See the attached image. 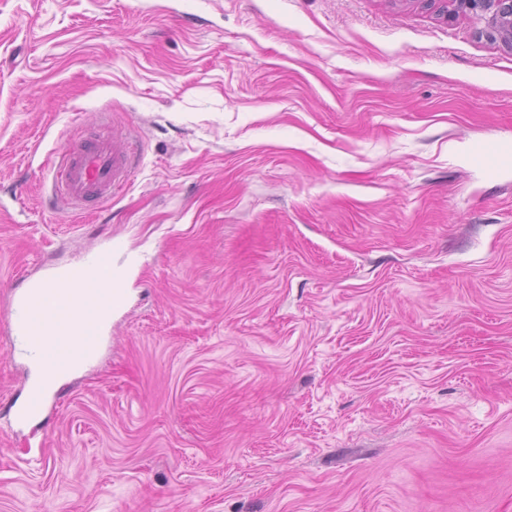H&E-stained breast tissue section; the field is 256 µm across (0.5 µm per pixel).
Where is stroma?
<instances>
[{
  "label": "stroma",
  "instance_id": "1",
  "mask_svg": "<svg viewBox=\"0 0 512 512\" xmlns=\"http://www.w3.org/2000/svg\"><path fill=\"white\" fill-rule=\"evenodd\" d=\"M123 133L112 201H51ZM512 49L426 0H0V398L24 278L120 305L0 512H512ZM63 163L53 170V194L63 207L82 210L112 199L131 177L133 153L126 138L103 137L84 146L60 149ZM499 156L500 160L496 164H488L487 160ZM473 160L484 168L485 174L489 179H495L504 169L511 165V152L501 145L479 142L472 148ZM91 263L95 269L94 278L88 281L86 284H76L69 286L68 288H71L70 291L73 295L79 296L82 289L84 288H95L102 293H108L111 290L112 292L121 290V288H118L114 279H112V271H106V268L110 265L107 260L99 256L92 260Z\"/></svg>",
  "mask_w": 512,
  "mask_h": 512
}]
</instances>
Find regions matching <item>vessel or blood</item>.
<instances>
[{
    "mask_svg": "<svg viewBox=\"0 0 512 512\" xmlns=\"http://www.w3.org/2000/svg\"><path fill=\"white\" fill-rule=\"evenodd\" d=\"M62 164L53 170V196L63 207L80 210L111 199L132 174L134 158L125 139L107 137L84 146H64ZM474 161L494 179L512 167V151L498 144L477 143L472 148ZM90 277L85 264L76 263L64 270H51L30 280L26 288L13 292L8 326L13 336L34 350H41L48 336H63L70 329L80 307L111 311L115 298L85 291L81 301H73L56 286L57 281L84 282ZM48 394L40 381H31L23 401H10L9 410L16 424L36 420L45 412Z\"/></svg>",
    "mask_w": 512,
    "mask_h": 512,
    "instance_id": "1",
    "label": "vessel or blood"
}]
</instances>
